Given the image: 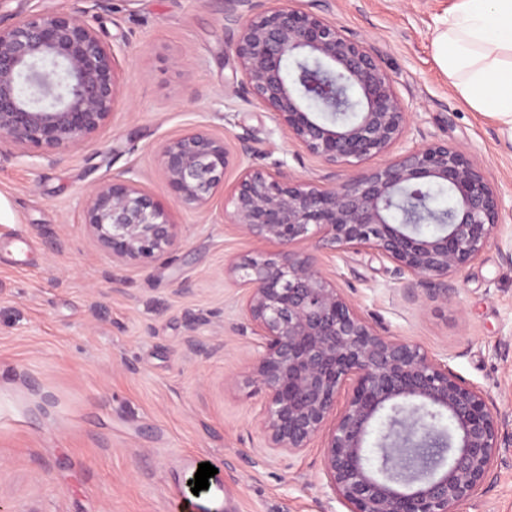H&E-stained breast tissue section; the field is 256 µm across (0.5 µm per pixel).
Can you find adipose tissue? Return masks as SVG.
Masks as SVG:
<instances>
[{
	"label": "adipose tissue",
	"mask_w": 512,
	"mask_h": 512,
	"mask_svg": "<svg viewBox=\"0 0 512 512\" xmlns=\"http://www.w3.org/2000/svg\"><path fill=\"white\" fill-rule=\"evenodd\" d=\"M433 58L456 95L512 127V0H454Z\"/></svg>",
	"instance_id": "ef3b65f1"
}]
</instances>
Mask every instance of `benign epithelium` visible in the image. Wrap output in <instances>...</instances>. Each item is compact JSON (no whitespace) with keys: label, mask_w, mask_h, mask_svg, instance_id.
Here are the masks:
<instances>
[{"label":"benign epithelium","mask_w":512,"mask_h":512,"mask_svg":"<svg viewBox=\"0 0 512 512\" xmlns=\"http://www.w3.org/2000/svg\"><path fill=\"white\" fill-rule=\"evenodd\" d=\"M253 2L224 0L241 74L236 93L261 102L289 140L343 176L322 185L258 167L247 133L231 145L192 128L156 153L171 196L201 214L211 213L226 174L235 173L223 223L279 246L231 267L246 290V323L237 330L260 339L251 383L266 396V447L295 455L320 441L326 486L349 512H461L493 476L499 410L448 363L372 322L315 254L296 246L371 249L399 276L446 298L456 292L453 278L497 243L503 199L468 151L408 145L407 107L366 43L294 0H268L260 13ZM120 53L57 10L1 22L0 146L55 163L100 135L119 100ZM436 185L453 199L446 224L434 210L414 208ZM84 224L120 264L171 260L179 240L170 210L131 169L87 193ZM420 224L441 229L427 237ZM445 414L451 428L436 427ZM376 425L373 469L365 445ZM439 444L446 452L433 466H414L413 449Z\"/></svg>","instance_id":"7a95c632"}]
</instances>
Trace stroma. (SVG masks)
Segmentation results:
<instances>
[{"label": "stroma", "instance_id": "35a3bbf8", "mask_svg": "<svg viewBox=\"0 0 512 512\" xmlns=\"http://www.w3.org/2000/svg\"><path fill=\"white\" fill-rule=\"evenodd\" d=\"M369 44L410 113L414 142L476 157L512 205V135L472 111L437 67L433 32L452 0H297ZM59 9L125 53L107 129L56 163L0 148V512H181L203 462L222 485L192 512H348L327 489L319 448L267 449L263 392L250 381L259 339L237 331L244 289L229 273L271 250L179 205L156 149L203 126L252 137L256 162L333 183L330 168L288 140L272 112L233 92L238 67L224 0H0V19ZM132 169L171 210L175 262L112 261L84 222L87 192ZM512 217L497 244L459 273L448 299L405 296L407 279L371 250L318 251L338 288L390 333L420 344L482 389L507 442L491 481L462 512H512Z\"/></svg>", "mask_w": 512, "mask_h": 512}]
</instances>
